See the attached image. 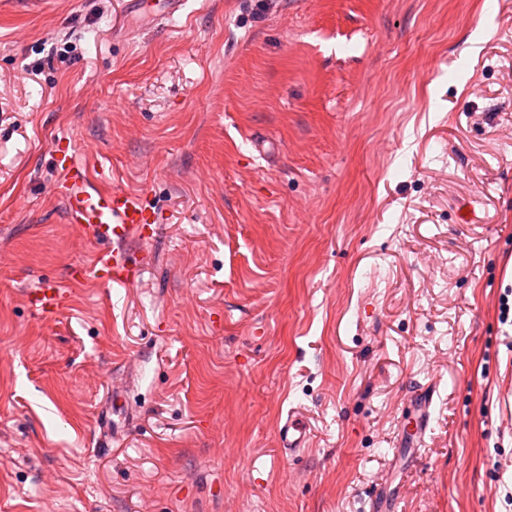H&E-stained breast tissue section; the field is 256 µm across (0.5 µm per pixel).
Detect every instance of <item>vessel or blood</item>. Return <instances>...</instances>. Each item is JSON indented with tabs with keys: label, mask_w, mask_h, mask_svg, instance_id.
I'll return each instance as SVG.
<instances>
[{
	"label": "vessel or blood",
	"mask_w": 512,
	"mask_h": 512,
	"mask_svg": "<svg viewBox=\"0 0 512 512\" xmlns=\"http://www.w3.org/2000/svg\"><path fill=\"white\" fill-rule=\"evenodd\" d=\"M55 162L62 178L54 190L65 204L66 221L96 245L92 264L71 271V279L91 276L108 284H130L134 258L129 246L144 239L150 222L144 200L137 194L93 187L74 155L56 156ZM27 296L33 312L43 318L59 316L69 298L65 288L51 283L28 290ZM434 393V386L422 387L410 408L412 444L418 448L431 424ZM280 434L284 450L291 454L305 448L308 441L306 424L297 416L288 417Z\"/></svg>",
	"instance_id": "obj_1"
}]
</instances>
